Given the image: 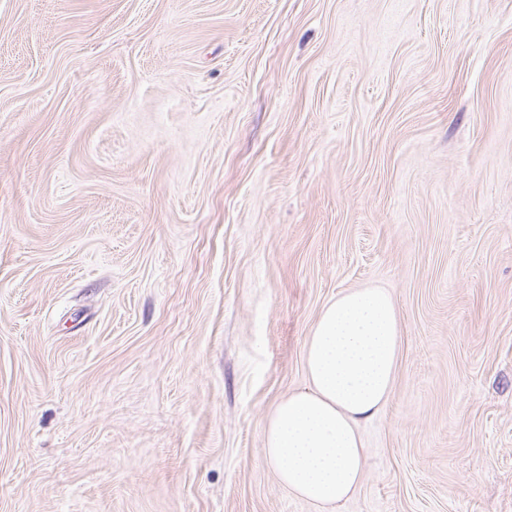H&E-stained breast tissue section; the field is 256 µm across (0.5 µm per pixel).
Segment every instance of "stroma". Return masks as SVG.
Returning <instances> with one entry per match:
<instances>
[{
  "label": "stroma",
  "mask_w": 512,
  "mask_h": 512,
  "mask_svg": "<svg viewBox=\"0 0 512 512\" xmlns=\"http://www.w3.org/2000/svg\"><path fill=\"white\" fill-rule=\"evenodd\" d=\"M351 288L317 507L262 429ZM0 512H512V0H0ZM399 353L397 309L383 289H350L322 308L304 346L308 384L263 428L266 462L295 496L324 507L356 489L360 425L386 405Z\"/></svg>",
  "instance_id": "stroma-1"
}]
</instances>
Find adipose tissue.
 Returning a JSON list of instances; mask_svg holds the SVG:
<instances>
[{
	"instance_id": "ef3b65f1",
	"label": "adipose tissue",
	"mask_w": 512,
	"mask_h": 512,
	"mask_svg": "<svg viewBox=\"0 0 512 512\" xmlns=\"http://www.w3.org/2000/svg\"><path fill=\"white\" fill-rule=\"evenodd\" d=\"M399 353L397 309L383 289H350L322 308L304 346L308 384L263 428L266 461L295 496L324 507L356 489L360 425L386 405Z\"/></svg>"
}]
</instances>
